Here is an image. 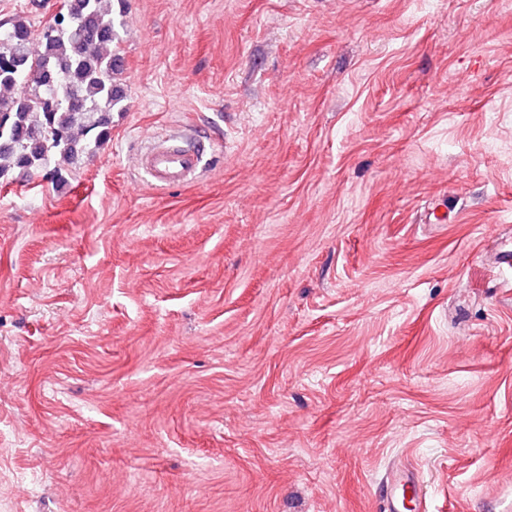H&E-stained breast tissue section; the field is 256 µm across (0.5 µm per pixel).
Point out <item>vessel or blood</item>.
Here are the masks:
<instances>
[{"label":"vessel or blood","instance_id":"vessel-or-blood-1","mask_svg":"<svg viewBox=\"0 0 512 512\" xmlns=\"http://www.w3.org/2000/svg\"><path fill=\"white\" fill-rule=\"evenodd\" d=\"M192 140L188 132L159 138L137 154V165L154 185L163 187L187 183L200 165Z\"/></svg>","mask_w":512,"mask_h":512}]
</instances>
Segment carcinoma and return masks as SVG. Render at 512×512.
Listing matches in <instances>:
<instances>
[{"instance_id": "carcinoma-1", "label": "carcinoma", "mask_w": 512, "mask_h": 512, "mask_svg": "<svg viewBox=\"0 0 512 512\" xmlns=\"http://www.w3.org/2000/svg\"><path fill=\"white\" fill-rule=\"evenodd\" d=\"M124 3L68 0L67 18L40 30L22 16L0 24V89L28 87L0 96V180L53 162L62 183L70 166L111 140L112 112L123 101L113 75L123 67Z\"/></svg>"}]
</instances>
